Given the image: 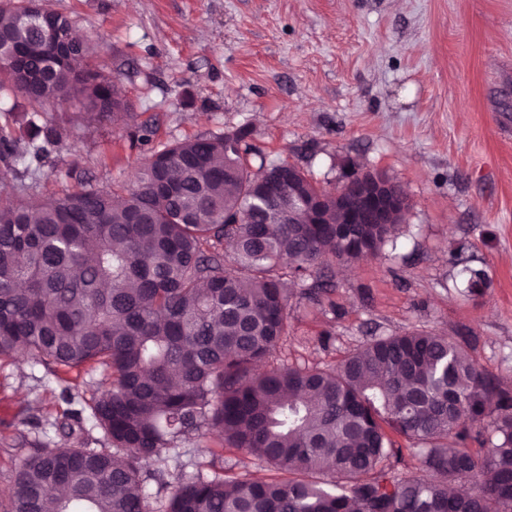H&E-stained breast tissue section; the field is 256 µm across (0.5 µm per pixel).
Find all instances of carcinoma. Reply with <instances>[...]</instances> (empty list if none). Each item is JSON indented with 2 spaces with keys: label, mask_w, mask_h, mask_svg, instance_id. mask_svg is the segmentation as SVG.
<instances>
[{
  "label": "carcinoma",
  "mask_w": 512,
  "mask_h": 512,
  "mask_svg": "<svg viewBox=\"0 0 512 512\" xmlns=\"http://www.w3.org/2000/svg\"><path fill=\"white\" fill-rule=\"evenodd\" d=\"M49 11L67 47L49 65L28 45ZM46 0L0 3V85L31 107L0 132V159L39 161L64 130L39 111L74 102L90 122L119 117L118 83L90 64L106 46L71 37ZM247 127L186 139L146 160L134 188L66 192L44 203L23 183L0 189V357L109 371L90 421L109 447L34 448L0 492V512H512V387L483 370L468 342L425 331L370 340L334 365L257 372L288 330L289 280L315 266L379 255L388 224H338L336 199L303 172L320 213L261 207ZM321 223H315V220ZM232 249L236 268L226 265ZM334 287L321 273L307 289ZM418 445L420 474L397 472ZM222 437L278 472L188 473L177 449ZM484 448L470 449L471 443ZM170 489L156 508L148 481Z\"/></svg>",
  "instance_id": "carcinoma-1"
}]
</instances>
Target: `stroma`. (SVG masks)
Segmentation results:
<instances>
[{"mask_svg": "<svg viewBox=\"0 0 512 512\" xmlns=\"http://www.w3.org/2000/svg\"><path fill=\"white\" fill-rule=\"evenodd\" d=\"M116 80L128 117L86 124L66 106L76 167L46 160L38 191L133 183L151 151L241 126L267 161L332 190L378 170L410 206L394 243L333 269L310 302L295 281L275 364L325 366L378 336L466 338L512 384V0H48ZM483 277L479 293L470 272ZM106 371L0 358V489L54 423L88 410Z\"/></svg>", "mask_w": 512, "mask_h": 512, "instance_id": "35a3bbf8", "label": "stroma"}]
</instances>
